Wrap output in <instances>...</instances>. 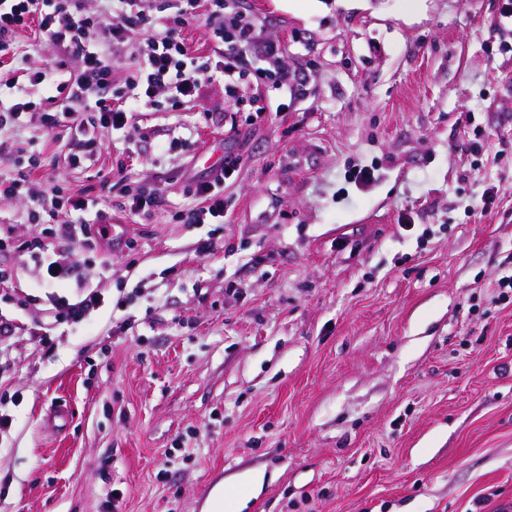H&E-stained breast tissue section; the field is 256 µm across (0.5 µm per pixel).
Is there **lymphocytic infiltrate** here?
Returning <instances> with one entry per match:
<instances>
[{"mask_svg":"<svg viewBox=\"0 0 512 512\" xmlns=\"http://www.w3.org/2000/svg\"><path fill=\"white\" fill-rule=\"evenodd\" d=\"M112 10L100 18L87 13L81 0H0V57L9 55L19 30L34 26L49 34L62 53L54 64L20 76L18 69L0 67V87H16L20 79L33 86L54 87L45 99L42 126L46 136L63 127L69 132L66 159L70 166L94 164L100 146L96 128L125 129L137 104L153 101L164 94L177 106L195 100L204 83L216 82L224 88V101L239 108L243 88L256 80H267L272 89L303 96L304 80L282 68L280 44L263 36L262 26L246 8L228 9L225 0H111ZM205 17L212 46L200 55L184 42L183 26ZM148 31L149 36L136 53L132 70L118 71L112 47L127 44L133 35ZM70 76L56 81L57 72ZM238 157L228 154L219 173L189 182V190L199 206L180 214L184 224H220L224 221V185L237 172ZM38 159H30L27 171L13 178H0V197L27 192L37 209L33 220L50 224L52 244L34 238L25 246L34 250L46 281L71 277V268L53 260L52 250L69 252L75 263H83L85 252L97 246L91 225L106 224L110 215L98 211L91 188L67 190L58 185L35 188L32 173ZM67 202L69 214L60 218L59 204Z\"/></svg>","mask_w":512,"mask_h":512,"instance_id":"f902f5d3","label":"lymphocytic infiltrate"}]
</instances>
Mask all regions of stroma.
Instances as JSON below:
<instances>
[{"label": "stroma", "mask_w": 512, "mask_h": 512, "mask_svg": "<svg viewBox=\"0 0 512 512\" xmlns=\"http://www.w3.org/2000/svg\"><path fill=\"white\" fill-rule=\"evenodd\" d=\"M503 0H247L309 94L212 118L221 85L97 129L90 168L39 120L19 132L37 179L160 189L115 212L77 276L0 250V512H500L512 506V21ZM19 68L60 56L20 31ZM180 138L171 153L159 146ZM485 153L471 151L475 141ZM240 165L224 221L183 224L186 177ZM376 164L379 179L345 178ZM491 204H483L486 189ZM27 196L0 235L44 237ZM212 238L213 254L199 256ZM102 293L78 323L58 297ZM67 414L64 424L50 414ZM251 473L261 484L248 483ZM122 197H126V200L123 203L115 204V207L121 212L128 211L131 214H137L140 212L144 213L157 206L160 195L156 189L149 191L140 190L136 192L125 190Z\"/></svg>", "instance_id": "35a3bbf8"}]
</instances>
